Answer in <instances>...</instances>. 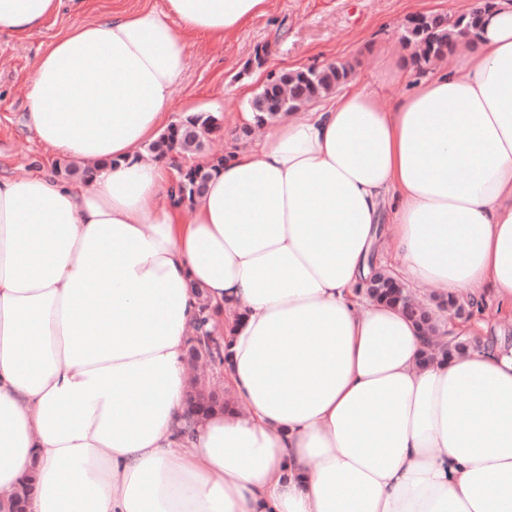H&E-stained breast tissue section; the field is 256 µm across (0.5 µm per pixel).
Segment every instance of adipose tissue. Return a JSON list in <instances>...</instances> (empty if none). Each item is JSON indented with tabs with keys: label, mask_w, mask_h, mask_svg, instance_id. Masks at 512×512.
<instances>
[{
	"label": "adipose tissue",
	"mask_w": 512,
	"mask_h": 512,
	"mask_svg": "<svg viewBox=\"0 0 512 512\" xmlns=\"http://www.w3.org/2000/svg\"><path fill=\"white\" fill-rule=\"evenodd\" d=\"M64 1L0 0V35ZM265 5L116 10L35 60L27 129L95 167L0 175V496L32 472L30 512H512V345L451 319L482 346L420 365L427 339L362 293L376 256L512 307V5L447 69L378 53L371 81L269 124L181 199L144 148L192 38ZM394 82L408 93L381 104ZM197 287L238 409L186 437Z\"/></svg>",
	"instance_id": "ef3b65f1"
}]
</instances>
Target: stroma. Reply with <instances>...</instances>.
<instances>
[{
  "label": "stroma",
  "instance_id": "obj_1",
  "mask_svg": "<svg viewBox=\"0 0 512 512\" xmlns=\"http://www.w3.org/2000/svg\"><path fill=\"white\" fill-rule=\"evenodd\" d=\"M465 0H267L266 12L233 36L195 39L182 84L175 92V115L185 108L215 112L224 128L238 125L259 81L244 74L256 48L266 51L265 71L348 62L358 78L371 79L376 61L370 48L402 53L403 24L414 14L454 13ZM165 9L166 0H89L79 14L64 10L33 36H0V171L27 176L40 162L52 161L64 174L68 160L50 159L45 146L24 126L31 64L56 36L75 24H91L115 8Z\"/></svg>",
  "mask_w": 512,
  "mask_h": 512
}]
</instances>
